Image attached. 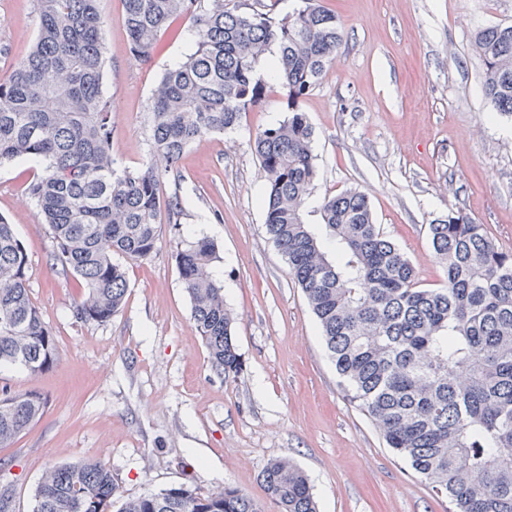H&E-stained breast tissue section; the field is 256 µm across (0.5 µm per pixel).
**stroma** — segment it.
Masks as SVG:
<instances>
[{"instance_id":"1","label":"stroma","mask_w":512,"mask_h":512,"mask_svg":"<svg viewBox=\"0 0 512 512\" xmlns=\"http://www.w3.org/2000/svg\"><path fill=\"white\" fill-rule=\"evenodd\" d=\"M337 15L342 41L302 101L314 129L317 179L309 209L345 189L364 193L384 234L406 254L424 288L444 279L428 233L459 213L512 252V117L496 114L482 88L474 32L512 24V0H318ZM112 100V154L147 163V108L163 71L190 53L187 23H173L154 53L129 51L122 0H100ZM33 0H0V80L31 49ZM278 85L234 132L197 141L180 161L179 224L159 225L147 259L117 256L126 272L123 308L106 324L71 309L80 289L51 268L52 242L25 187L39 166L0 167V215L28 255L31 298L58 345L49 371L5 369L12 389L39 391L41 419L10 447L0 480L15 512H31L45 468L96 460L126 496L188 483L200 493L230 484L265 501V465L287 457L306 472L319 512H448L387 448L351 403L316 319L282 254L268 239L261 199L266 175L250 142L287 118ZM199 237L218 250L213 273L234 317L244 361L224 380L211 368L191 319L176 253Z\"/></svg>"}]
</instances>
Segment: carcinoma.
<instances>
[{"label": "carcinoma", "mask_w": 512, "mask_h": 512, "mask_svg": "<svg viewBox=\"0 0 512 512\" xmlns=\"http://www.w3.org/2000/svg\"><path fill=\"white\" fill-rule=\"evenodd\" d=\"M38 31L25 60L0 80V165L33 158L41 171L25 189L48 226L54 265L83 293L73 318L104 324L124 304L127 281L113 255L146 259L161 224H178L177 199L161 206L162 175L179 172L196 141L236 129L265 97L258 68L276 49L272 77L288 117L264 128L253 149L268 179L265 228L305 294L346 396L387 447L452 512H512V253L481 224L450 213L428 226L444 269L421 288L410 260L375 224L366 195L343 190L307 221L317 175L313 127L300 102L322 79L341 43L336 16L314 0L275 19L243 0H122L130 53L151 54L178 18L196 45L162 73L147 113L150 163L130 169L112 155V104L98 0H34ZM473 47L494 109L512 115V25L482 27ZM206 237L176 253L194 327L212 368L236 378L243 361L210 267ZM55 335L32 302L28 258L0 216V368L35 376L57 360ZM36 390L0 389V447L44 413ZM262 479L279 512H317L308 479L292 460ZM32 512H265L231 485L206 495L187 483L122 496L99 461L48 466Z\"/></svg>", "instance_id": "1"}]
</instances>
